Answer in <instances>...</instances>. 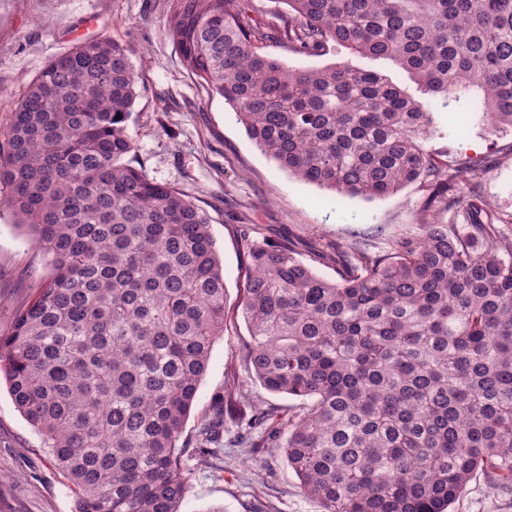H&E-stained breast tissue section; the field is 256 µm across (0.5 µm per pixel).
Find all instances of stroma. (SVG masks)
<instances>
[{"instance_id":"obj_1","label":"stroma","mask_w":512,"mask_h":512,"mask_svg":"<svg viewBox=\"0 0 512 512\" xmlns=\"http://www.w3.org/2000/svg\"><path fill=\"white\" fill-rule=\"evenodd\" d=\"M108 39L130 50L138 96L128 131L134 151L126 164L149 180L176 187L210 216L224 264L229 317L211 350L184 440H193L228 376L246 399L224 417V454L191 465L190 491L181 512H321L307 496L284 452L253 454L240 437L239 416L258 404L296 406L295 398L266 391L249 373L251 341L242 314L247 254L255 245L292 241L321 277L336 279L334 264L315 261L319 240L369 255L388 254L394 238L421 233L419 213L431 189L423 183L371 201L335 202L332 193L306 185L249 139L235 110L189 74L169 30L168 0H0V123L34 77L52 58L77 42ZM296 68L346 63L389 75L412 88L408 75L382 57L356 56L330 45L321 56L281 51ZM478 91L433 109L437 133L425 149L448 164L471 158L486 172L464 187L503 217L512 216V130H491L478 108ZM51 269L10 211L0 208V333L8 332L21 302L33 297ZM71 483L54 466L41 435L16 408L7 383H0V512H76ZM450 512H512V486L490 487L477 473Z\"/></svg>"}]
</instances>
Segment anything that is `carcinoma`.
I'll return each mask as SVG.
<instances>
[{"instance_id":"1","label":"carcinoma","mask_w":512,"mask_h":512,"mask_svg":"<svg viewBox=\"0 0 512 512\" xmlns=\"http://www.w3.org/2000/svg\"><path fill=\"white\" fill-rule=\"evenodd\" d=\"M184 66L232 106L265 155L335 200L422 180V234L372 257L292 242L249 250L248 370L268 404L241 421L250 447L284 449L323 512H448L473 475L512 483V234L455 195L485 167L424 148L433 112L348 64L286 65L328 43L386 57L432 103L477 88L489 127H512V0H171ZM137 76L127 50L80 42L49 61L0 126V204L51 276L0 336V373L76 512H180L192 460L224 447L225 384L189 445L182 432L224 335L227 288L207 212L121 159ZM462 207L468 223L442 221Z\"/></svg>"}]
</instances>
